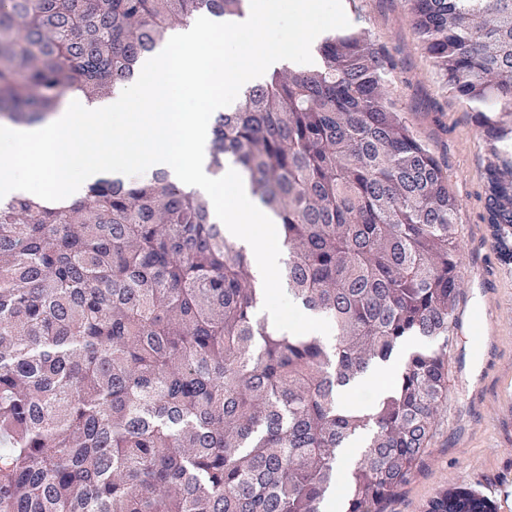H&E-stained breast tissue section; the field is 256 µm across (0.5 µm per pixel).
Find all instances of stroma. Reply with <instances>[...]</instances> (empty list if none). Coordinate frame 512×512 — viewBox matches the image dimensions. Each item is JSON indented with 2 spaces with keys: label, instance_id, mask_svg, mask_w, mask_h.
Here are the masks:
<instances>
[{
  "label": "stroma",
  "instance_id": "stroma-1",
  "mask_svg": "<svg viewBox=\"0 0 512 512\" xmlns=\"http://www.w3.org/2000/svg\"><path fill=\"white\" fill-rule=\"evenodd\" d=\"M350 32L383 46L396 62L391 99L413 136L436 157L458 200L462 259L450 349L448 397L428 452L384 512H426L461 487L512 512V262L486 221L490 156L470 105L440 83L412 24L410 0H346Z\"/></svg>",
  "mask_w": 512,
  "mask_h": 512
}]
</instances>
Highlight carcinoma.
Wrapping results in <instances>:
<instances>
[{"instance_id": "1", "label": "carcinoma", "mask_w": 512, "mask_h": 512, "mask_svg": "<svg viewBox=\"0 0 512 512\" xmlns=\"http://www.w3.org/2000/svg\"><path fill=\"white\" fill-rule=\"evenodd\" d=\"M244 4L0 0V115L113 93L169 26ZM411 17L475 112L512 261V0H411ZM320 52L216 113L211 166L236 165L280 217L288 291L335 344L257 316L248 255L166 171L101 178L79 203L0 201V512H319L359 431L336 507L382 512L422 461L448 398L459 204L387 98L389 52L359 35ZM413 337L430 346L372 410L343 411L338 388ZM427 512L495 507L453 488Z\"/></svg>"}]
</instances>
